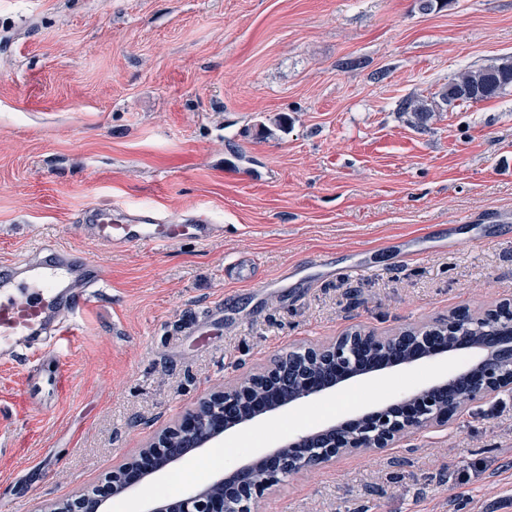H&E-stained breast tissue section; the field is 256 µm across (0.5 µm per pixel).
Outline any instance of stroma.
<instances>
[{
    "label": "stroma",
    "mask_w": 512,
    "mask_h": 512,
    "mask_svg": "<svg viewBox=\"0 0 512 512\" xmlns=\"http://www.w3.org/2000/svg\"><path fill=\"white\" fill-rule=\"evenodd\" d=\"M502 56L512 0L429 12L419 0H0V263L50 243L104 275L66 360L70 392L26 421L0 394V512H56L101 488L202 399L278 356L512 300V88L471 105L438 98L449 77ZM404 99L436 110L418 121ZM104 202L206 207L221 229L205 244L109 253L77 219ZM415 238L426 253L406 259ZM236 260L251 280L225 279ZM461 362L346 382L106 508L139 512L208 485ZM509 494L505 390L396 447L290 476L255 512H494Z\"/></svg>",
    "instance_id": "1"
}]
</instances>
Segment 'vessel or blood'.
Segmentation results:
<instances>
[{"label":"vessel or blood","mask_w":512,"mask_h":512,"mask_svg":"<svg viewBox=\"0 0 512 512\" xmlns=\"http://www.w3.org/2000/svg\"><path fill=\"white\" fill-rule=\"evenodd\" d=\"M80 216L89 236L110 251L205 243L219 229L207 209L173 218L154 206L125 212L113 205L88 206ZM101 282L96 265L52 245L0 264V360L23 353L30 362L14 398L20 411L37 412L47 397L65 391L67 370L52 342L78 336V319L96 306Z\"/></svg>","instance_id":"vessel-or-blood-1"}]
</instances>
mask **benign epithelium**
Returning a JSON list of instances; mask_svg holds the SVG:
<instances>
[{
    "mask_svg": "<svg viewBox=\"0 0 512 512\" xmlns=\"http://www.w3.org/2000/svg\"><path fill=\"white\" fill-rule=\"evenodd\" d=\"M490 331L497 333L495 341L511 346L512 314L505 319L497 310L465 316L455 312L448 315V319L425 328L429 347L420 348L415 356L430 353L436 358L445 351L466 345L485 348L477 366L480 378L472 381L466 399L468 403L480 401L512 387V368L500 365L496 348L488 347L483 337ZM352 350V342L346 341L344 336L323 347L306 349L302 354L304 362L320 365L332 377L326 380L309 368L301 377L300 389L286 399L269 390L253 397L247 386L226 387L211 394L181 425L160 435L140 452L139 457L112 472L109 479L112 497L120 498L137 490L149 475L182 459L181 455L169 450V440L175 436L188 439L189 447L194 451L223 437L229 430L224 425L228 416L237 417V425H244L284 405L314 399L329 389L338 377L347 381L358 376L361 363L354 360ZM458 378L459 373L455 372L437 385L419 389L421 399L412 407L409 403L414 397L402 396L396 414L383 412L366 420L357 417L318 432L298 434L280 448L257 455L250 466H241L225 477H218L207 487L189 491L170 504L151 508L150 512H252L257 498L292 474L329 463L343 453L388 448L416 430L447 424L453 417L452 406L436 401L434 395L439 391L448 392ZM251 467L266 470L263 483H247L245 476ZM103 506L104 501L95 495L83 494L66 506V512H103Z\"/></svg>",
    "mask_w": 512,
    "mask_h": 512,
    "instance_id": "1",
    "label": "benign epithelium"
}]
</instances>
